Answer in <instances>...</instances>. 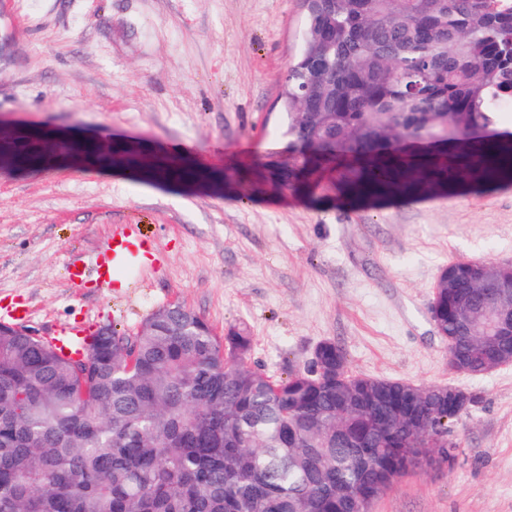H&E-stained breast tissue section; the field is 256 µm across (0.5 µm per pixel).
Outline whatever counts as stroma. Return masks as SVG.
<instances>
[{"instance_id": "obj_1", "label": "stroma", "mask_w": 512, "mask_h": 512, "mask_svg": "<svg viewBox=\"0 0 512 512\" xmlns=\"http://www.w3.org/2000/svg\"><path fill=\"white\" fill-rule=\"evenodd\" d=\"M304 22L303 0H0L1 121L212 176L0 167V307L26 308L41 337L131 336L179 302L217 335L245 328L249 365L275 379L332 341L353 373L453 385L474 397L454 468L399 478L370 512H512V364L453 372L428 313L449 262L512 264V183L356 206L260 188L248 169L281 138ZM120 224L153 239L154 262L123 288L71 282L70 261L94 263Z\"/></svg>"}]
</instances>
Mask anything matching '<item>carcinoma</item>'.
<instances>
[{
  "mask_svg": "<svg viewBox=\"0 0 512 512\" xmlns=\"http://www.w3.org/2000/svg\"><path fill=\"white\" fill-rule=\"evenodd\" d=\"M512 0H314L287 65L284 150L256 179L340 203L446 196L512 180ZM19 145L9 165L33 167ZM440 274L429 305L448 355L481 349L500 266ZM131 339L64 356L0 331V512H369L414 458L453 469L452 385L356 375L328 342L273 379L250 340L180 303Z\"/></svg>",
  "mask_w": 512,
  "mask_h": 512,
  "instance_id": "obj_1",
  "label": "carcinoma"
}]
</instances>
